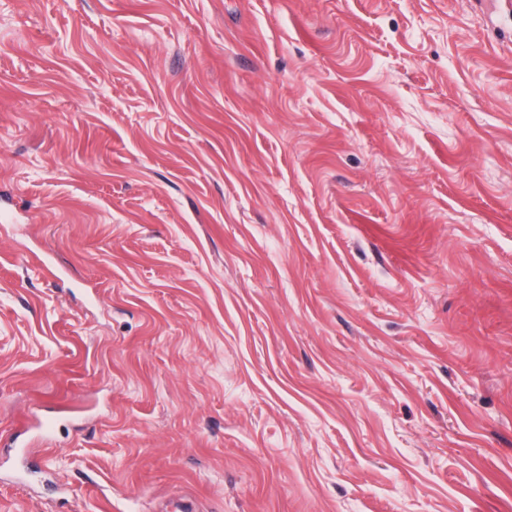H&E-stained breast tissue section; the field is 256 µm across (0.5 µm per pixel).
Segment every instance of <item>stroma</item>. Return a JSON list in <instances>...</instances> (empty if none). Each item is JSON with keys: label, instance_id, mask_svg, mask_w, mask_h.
Wrapping results in <instances>:
<instances>
[{"label": "stroma", "instance_id": "stroma-1", "mask_svg": "<svg viewBox=\"0 0 512 512\" xmlns=\"http://www.w3.org/2000/svg\"><path fill=\"white\" fill-rule=\"evenodd\" d=\"M0 512H512L506 0H0Z\"/></svg>", "mask_w": 512, "mask_h": 512}]
</instances>
